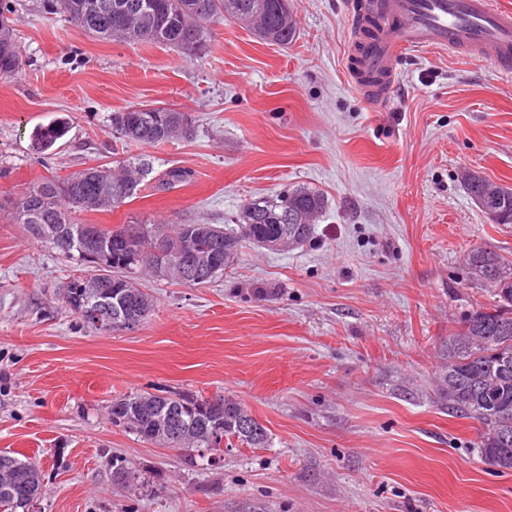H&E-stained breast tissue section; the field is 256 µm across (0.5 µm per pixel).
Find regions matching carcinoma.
Masks as SVG:
<instances>
[{"label": "carcinoma", "instance_id": "1", "mask_svg": "<svg viewBox=\"0 0 512 512\" xmlns=\"http://www.w3.org/2000/svg\"><path fill=\"white\" fill-rule=\"evenodd\" d=\"M47 14H62L74 26L100 41H119L176 47L187 56L209 52V23L223 18L251 28L267 43L286 45L297 34L292 12L282 8L283 0H40ZM22 67V53L16 27L0 26V76L11 77ZM188 112L144 105L112 113V136L124 142L155 145L193 131ZM68 131L67 122L54 121L36 128L34 146L50 149ZM149 171L143 162L124 160L116 166L87 167L64 177L43 180L12 202V220L23 224L36 238L80 267L63 286L61 302L85 324L90 321L73 296L95 301L90 285L100 292L126 279L122 286L121 318L138 325L149 315L153 300L140 288V274L152 273L153 239L164 242L173 262L170 280L187 286H204L224 275L244 244L284 236L304 245L314 240L315 221L328 208L325 195L313 188L294 186L276 194L247 200L237 215V227L220 224H154L148 219L108 227L84 224L80 213L114 210L138 197L142 177ZM191 178V171L172 167L157 182L160 191L170 190ZM461 180L471 200L495 191V209L500 218L494 224H512V187L491 183L476 171L466 170ZM120 236L122 255L139 253L142 265L128 269L101 267L91 256L101 242ZM201 254L205 262L182 270L188 248ZM213 254L222 257L223 268L211 273L207 262ZM469 277L489 285L493 302L473 310L462 326L448 337L447 363L437 376L440 401L448 412L468 418L477 427L480 458L495 460L499 471L512 470V260L494 250L475 247L464 255ZM169 397L181 400L185 414H195L194 422L160 426L156 408ZM224 411L217 417L202 414L199 407L209 398L192 393L131 391L112 399V422L137 438L166 448H213L219 444L211 423L223 420L224 436L250 448L268 441L267 429L237 399L223 397ZM250 421L254 429L241 430ZM14 480L10 491L0 492V512H24L22 502L33 493L42 494L44 474L40 466L16 456L10 457Z\"/></svg>", "mask_w": 512, "mask_h": 512}]
</instances>
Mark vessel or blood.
<instances>
[{"instance_id":"b4317fda","label":"vessel or blood","mask_w":512,"mask_h":512,"mask_svg":"<svg viewBox=\"0 0 512 512\" xmlns=\"http://www.w3.org/2000/svg\"><path fill=\"white\" fill-rule=\"evenodd\" d=\"M372 19L375 36L349 67L367 99L390 93L401 57L429 48L465 52L512 76V10L496 0H367L359 23Z\"/></svg>"}]
</instances>
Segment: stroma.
I'll return each instance as SVG.
<instances>
[{
	"label": "stroma",
	"mask_w": 512,
	"mask_h": 512,
	"mask_svg": "<svg viewBox=\"0 0 512 512\" xmlns=\"http://www.w3.org/2000/svg\"><path fill=\"white\" fill-rule=\"evenodd\" d=\"M358 2L288 0L285 47L220 20L189 58L96 40L24 0L23 66L0 78L1 204L137 156L151 167L139 198L79 221L229 226L246 199L297 185L329 200L314 244L248 245L205 287L144 278L150 315L111 332L62 307L75 265L0 212V452L41 466L36 512H512V471L481 462L475 422L442 410L434 384L449 335L491 300L464 254L512 259V224L459 180L512 185V80L428 49L401 61L388 99L366 100L347 72ZM142 105L191 113L192 136L114 139L113 113ZM58 118L67 135L33 150L34 127ZM172 166L192 180L156 191ZM154 389L240 400L267 447L186 457L112 424L113 397ZM116 455L139 488L115 481Z\"/></svg>",
	"instance_id": "35a3bbf8"
}]
</instances>
